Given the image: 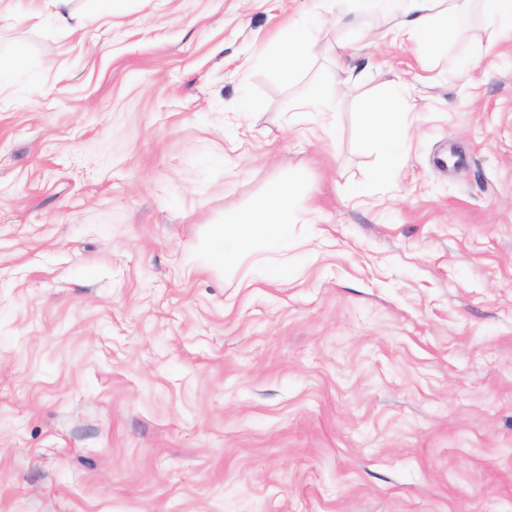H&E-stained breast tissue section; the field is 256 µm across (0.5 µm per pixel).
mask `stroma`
Here are the masks:
<instances>
[{
    "label": "stroma",
    "instance_id": "stroma-1",
    "mask_svg": "<svg viewBox=\"0 0 512 512\" xmlns=\"http://www.w3.org/2000/svg\"><path fill=\"white\" fill-rule=\"evenodd\" d=\"M71 7L0 17V512H512V40L424 82L351 0ZM309 11L344 18L317 58L256 65ZM284 180L287 282L212 268ZM400 113L369 112L364 124V142L379 149L386 170H393L403 158L406 137L397 126Z\"/></svg>",
    "mask_w": 512,
    "mask_h": 512
}]
</instances>
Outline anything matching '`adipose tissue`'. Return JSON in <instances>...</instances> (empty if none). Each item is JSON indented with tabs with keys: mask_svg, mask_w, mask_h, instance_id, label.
I'll use <instances>...</instances> for the list:
<instances>
[{
	"mask_svg": "<svg viewBox=\"0 0 512 512\" xmlns=\"http://www.w3.org/2000/svg\"><path fill=\"white\" fill-rule=\"evenodd\" d=\"M362 11L394 7L395 21L387 30L391 40L417 43L423 54L436 53L441 44L456 36L467 21L458 0H356ZM325 23L321 13L310 12L289 23L277 42L275 64L284 79H291L318 53V33ZM365 144L379 149L385 169L397 167L403 158L406 137L398 129V115L385 110L368 113L364 124ZM302 200L288 184L258 210L233 227L216 228L210 242L212 266L225 268L257 250L265 254L262 277L275 283L288 276L284 253L294 236L296 216Z\"/></svg>",
	"mask_w": 512,
	"mask_h": 512,
	"instance_id": "ef3b65f1",
	"label": "adipose tissue"
}]
</instances>
